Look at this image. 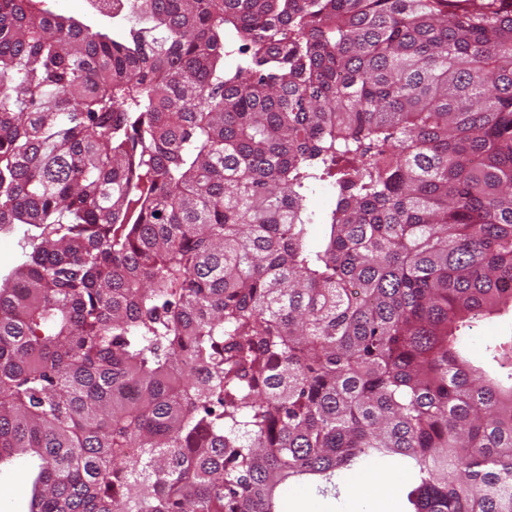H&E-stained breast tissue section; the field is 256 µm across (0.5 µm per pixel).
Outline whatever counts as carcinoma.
I'll use <instances>...</instances> for the list:
<instances>
[{
    "label": "carcinoma",
    "mask_w": 512,
    "mask_h": 512,
    "mask_svg": "<svg viewBox=\"0 0 512 512\" xmlns=\"http://www.w3.org/2000/svg\"><path fill=\"white\" fill-rule=\"evenodd\" d=\"M138 2L0 0L28 512H275L370 455L407 512H512V337L457 346L512 312V0ZM87 0H41L38 5L42 10L54 14L82 17L88 9ZM336 199V188L332 179L320 182L316 185L313 192L310 193L307 205L312 212L313 223L311 227V241L317 243L324 234L325 216L328 215L334 207ZM462 343L473 362L482 364V358L502 336H512V313L504 312L491 318L475 321L462 333Z\"/></svg>",
    "instance_id": "1"
}]
</instances>
